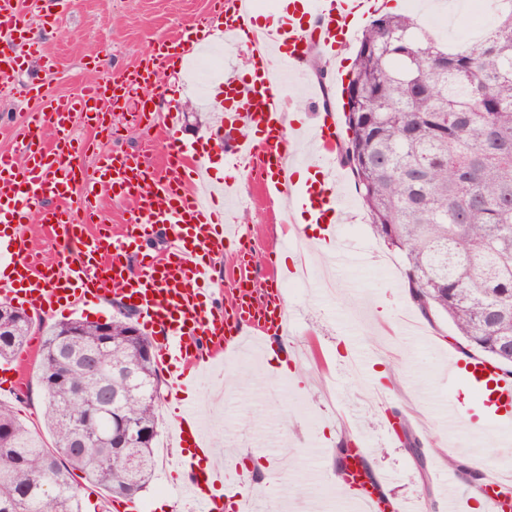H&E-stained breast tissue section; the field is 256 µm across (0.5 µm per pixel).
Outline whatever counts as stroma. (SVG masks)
Masks as SVG:
<instances>
[{"label": "stroma", "mask_w": 512, "mask_h": 512, "mask_svg": "<svg viewBox=\"0 0 512 512\" xmlns=\"http://www.w3.org/2000/svg\"><path fill=\"white\" fill-rule=\"evenodd\" d=\"M42 0H23L28 36L40 46L28 71L17 77L12 91L0 94V153L18 152L27 132L28 114L41 105L25 88L41 80L44 94L75 97L93 82L123 69H133L158 40L177 33L203 18L210 0H59L53 11L61 17L60 31L44 25ZM358 38H351L343 59L329 61L312 51L307 66L322 71L329 100L337 114L347 101L343 79L348 76ZM159 112L183 115L181 138L197 145L211 141L222 111L220 103L204 104L191 97L187 79L179 71L167 72L153 98ZM76 136L93 139L82 164L94 169L99 155L111 152H142L153 169L162 165L164 130L154 120L135 121L125 115L116 135L96 133L81 115H74ZM244 202L236 211L237 222L251 237L252 247L241 253L239 244L226 246L217 266L218 279H226L240 259H248L257 286L274 281L283 286V300L294 324L288 338L295 364L291 376L266 374L259 363L263 353L249 349L222 363V374L203 377L199 388L186 392L193 402L203 432L215 447L226 439L253 435L258 460L271 462L269 481L257 484L270 512H351L346 495L339 493L331 450L334 434H350L357 445L371 449L368 465L383 477L386 495L402 505L442 506L438 488L448 480L444 462L427 457L418 466L402 440H389L382 424L399 415L407 429L420 440L442 431L439 415L448 397L460 398L467 409L461 426L447 434L449 448L457 457L488 470L512 473V441L501 430L476 432L484 417L468 390L448 375L451 336L440 318L424 322V333L408 336L400 331L401 319L411 304L403 293V257L389 248L371 229L372 220L363 206L352 174H345L340 193L349 205L339 231L357 250L347 260L333 253L311 249L305 261L311 268L308 287H290L296 254L282 247L288 225L279 221L281 210L269 203L253 183L243 184ZM42 334L32 331L22 354L25 358L20 387L0 390V400L10 403L20 418L32 426L42 423L43 391L39 379ZM393 367L397 379L388 391H379L374 374L379 363ZM333 379L336 404L325 400L324 380ZM180 404L170 383L161 386L159 436L154 475L134 498L139 512H158L157 505L171 502L172 512H188L179 496V482L170 477L166 444Z\"/></svg>", "instance_id": "obj_1"}]
</instances>
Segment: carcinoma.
Masks as SVG:
<instances>
[{"label":"carcinoma","instance_id":"1","mask_svg":"<svg viewBox=\"0 0 512 512\" xmlns=\"http://www.w3.org/2000/svg\"><path fill=\"white\" fill-rule=\"evenodd\" d=\"M477 45L444 47L409 15L366 27L350 72L341 160L375 233L405 262L406 287L427 320L441 316L461 352L512 379V9ZM34 324L0 301V359L15 356ZM67 319L43 329L42 437L0 402V512H82L75 470L114 497L147 486L155 466L160 376L150 338L130 321ZM133 374L137 394L125 405ZM99 406L88 413L89 403ZM144 427L116 448L121 424ZM464 482L472 464L444 456Z\"/></svg>","mask_w":512,"mask_h":512}]
</instances>
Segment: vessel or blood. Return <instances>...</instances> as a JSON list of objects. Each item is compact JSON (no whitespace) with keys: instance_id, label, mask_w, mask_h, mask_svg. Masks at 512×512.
Listing matches in <instances>:
<instances>
[{"instance_id":"obj_1","label":"vessel or blood","mask_w":512,"mask_h":512,"mask_svg":"<svg viewBox=\"0 0 512 512\" xmlns=\"http://www.w3.org/2000/svg\"><path fill=\"white\" fill-rule=\"evenodd\" d=\"M299 13L269 26L266 46L248 45L251 64L261 73L254 79L228 78L224 90L231 103L224 106V131L213 140V150L224 155L231 173L210 204L188 189L206 170V150L187 146L169 125L163 150L168 163L151 170L144 155H102L94 170L79 162L84 150L72 129L74 113L111 112L107 89L120 90L134 114L146 111L162 72L181 66L216 33L227 47L242 46L241 34L254 21L250 0H212L206 22L187 28L176 41H160L133 73L108 76L77 100L45 97L42 108L31 113L20 155L0 154V298L39 313L69 311L76 302L100 301L120 295L140 324L158 345V355L170 370L174 389L195 388L207 354L240 352L248 332L281 338L290 331L288 311L277 288L237 289L230 304L215 301L214 270L227 243L240 238L238 225L224 221V205L238 195L236 172L254 175L265 192L285 199L293 208L313 213L321 225L320 238L336 244L340 253L348 245L340 239L343 216L336 193L339 180L336 147L339 142L336 112L318 108L312 128L290 126L283 110L281 85L269 69L270 56L281 67L299 72V62L310 48L336 58L352 33L353 20L373 12L375 0H300ZM27 23L18 0H0V38L23 35ZM26 54L15 51L0 56V85L10 84L22 70ZM313 135L319 145L305 168L311 178L295 179L296 142ZM129 199L134 217L122 235L101 224L99 191ZM46 223L49 236L64 248L56 263L46 264L34 254L25 225L31 217ZM168 234L162 255L135 252L155 226ZM450 373L464 378L480 394L483 404L502 429L512 428V381L499 379L496 369L477 358L450 356ZM180 452L173 461L177 471L189 466L187 448L214 456L209 440L198 426L192 409L183 410L174 426ZM366 449L353 448L342 482L353 493L352 503L362 512H393L378 482L364 472ZM205 484L185 481L183 491L200 512H260L254 480L239 465L238 456L225 452L209 466ZM485 512H512V481L493 477L484 485Z\"/></svg>"}]
</instances>
